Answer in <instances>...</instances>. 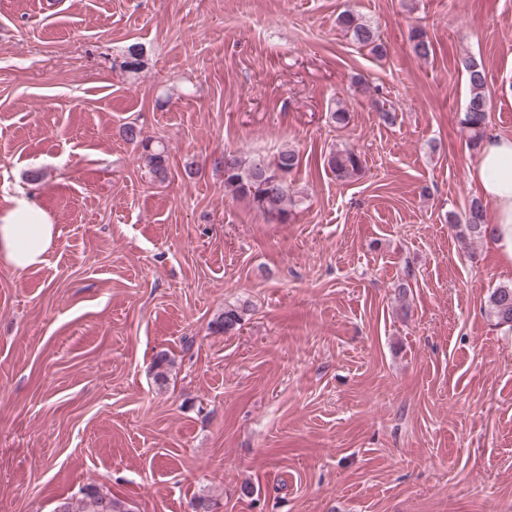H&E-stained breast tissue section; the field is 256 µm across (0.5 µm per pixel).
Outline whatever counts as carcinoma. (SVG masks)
Wrapping results in <instances>:
<instances>
[{
    "mask_svg": "<svg viewBox=\"0 0 512 512\" xmlns=\"http://www.w3.org/2000/svg\"><path fill=\"white\" fill-rule=\"evenodd\" d=\"M338 22L352 40L362 48H368L377 55L387 52L377 28L352 11L338 16ZM409 40L415 54L423 59L433 55L434 46L426 31L420 26L409 30ZM460 69L469 86L470 97L461 124L471 135L474 145L483 140L487 125L486 72L482 64L472 57L460 62ZM143 160L149 171L158 181L168 178L166 149L164 145L155 147L143 144ZM300 164L296 150L284 148L274 161L264 158H247L234 154L224 156V188L233 196L245 200L270 222L286 223L292 217L294 202L288 194V176ZM327 164L339 180L358 175L363 168L361 155L350 148L338 149L329 153ZM469 235L481 238L486 235L485 210L481 202H471L465 219ZM490 314L500 325L512 326V287L496 289L489 300ZM249 311L248 303L237 302L224 306V312L215 321L217 329L228 332L242 324ZM58 512H130L127 505L116 498L97 490H88L79 497H73L59 506Z\"/></svg>",
    "mask_w": 512,
    "mask_h": 512,
    "instance_id": "obj_1",
    "label": "carcinoma"
}]
</instances>
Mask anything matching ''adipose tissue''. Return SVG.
<instances>
[{
  "mask_svg": "<svg viewBox=\"0 0 512 512\" xmlns=\"http://www.w3.org/2000/svg\"><path fill=\"white\" fill-rule=\"evenodd\" d=\"M470 178L493 205L491 245L512 265V137L487 138ZM57 237L50 214L26 194L0 207V263L16 272L43 263Z\"/></svg>",
  "mask_w": 512,
  "mask_h": 512,
  "instance_id": "1",
  "label": "adipose tissue"
}]
</instances>
